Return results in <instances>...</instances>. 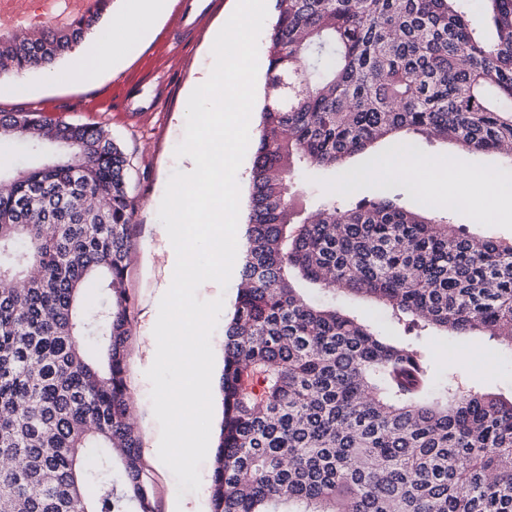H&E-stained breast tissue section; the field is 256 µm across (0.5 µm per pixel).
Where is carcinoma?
<instances>
[{"instance_id": "obj_1", "label": "carcinoma", "mask_w": 512, "mask_h": 512, "mask_svg": "<svg viewBox=\"0 0 512 512\" xmlns=\"http://www.w3.org/2000/svg\"><path fill=\"white\" fill-rule=\"evenodd\" d=\"M480 2L474 20L471 0H276L211 512H512V400L437 376L419 346L440 327L512 349V242L388 197L331 187L311 211L293 191L385 138L512 166V0ZM111 7L0 32V78L51 70ZM1 136L69 147L0 180V512H155L127 404L131 157L32 110L1 112ZM297 278L375 298L401 340Z\"/></svg>"}]
</instances>
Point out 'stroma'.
<instances>
[{
    "instance_id": "1",
    "label": "stroma",
    "mask_w": 512,
    "mask_h": 512,
    "mask_svg": "<svg viewBox=\"0 0 512 512\" xmlns=\"http://www.w3.org/2000/svg\"><path fill=\"white\" fill-rule=\"evenodd\" d=\"M237 0H218L216 8L192 37L178 41L174 30L181 8H174L159 36L138 60L118 76L104 74L96 89L66 92L50 86L45 75L29 72L19 78L5 77L0 85L10 87L23 83L35 88L28 108L49 113L66 121L98 123L108 130L112 141L126 151L134 165V184L140 206L133 220L136 250L128 268L127 287L130 296L131 336L128 342L127 382L131 400L136 401L133 422L141 442L140 462L149 482L155 512H211L209 486L215 464L214 453H207L200 466L198 491L179 486L174 474L161 464L155 450L160 444V425L150 399L151 384L146 377L156 353L150 338L158 317L159 302L169 287V273L176 263L169 236L158 218L168 180L173 171L184 170L186 161L176 157L175 149L182 141L186 125V92L194 79L211 72L213 59L206 50L211 31L231 14ZM134 99L135 111L119 112L112 103L117 99ZM413 154L424 157L453 159L454 187L457 194L471 192L466 179L469 171L497 174L503 157L496 152L472 153L452 141H419ZM386 142L373 145L369 153L356 154L337 170L309 172L301 179L295 193L300 203H307L314 185L343 184L344 195L351 200L384 195L397 199L407 210L427 211L449 216L474 237L512 241V211L493 221L481 220L470 208L438 202L423 195L415 176L396 174L386 178L370 177L369 171L381 158L392 156ZM239 274H232L227 287L213 285L197 291L198 300L222 299L223 309L211 338L214 352V376H221L224 360V329L239 288ZM440 372L456 371L476 391L512 397V350L476 332L460 340L431 332L426 341Z\"/></svg>"
}]
</instances>
